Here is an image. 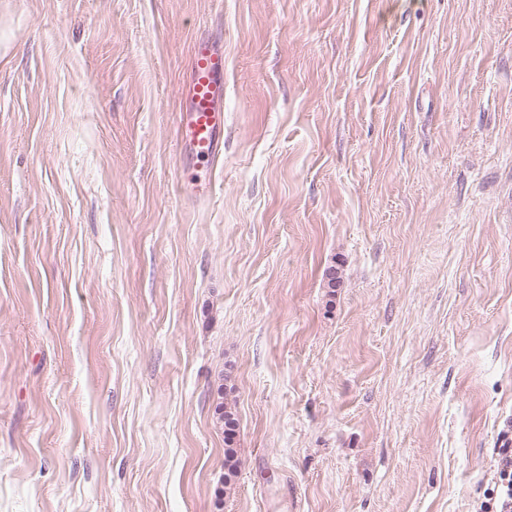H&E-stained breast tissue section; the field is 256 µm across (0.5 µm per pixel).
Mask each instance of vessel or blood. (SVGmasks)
<instances>
[{
  "mask_svg": "<svg viewBox=\"0 0 512 512\" xmlns=\"http://www.w3.org/2000/svg\"><path fill=\"white\" fill-rule=\"evenodd\" d=\"M180 134L197 159L209 160L221 151L224 130V50L214 42H196L190 77L184 89Z\"/></svg>",
  "mask_w": 512,
  "mask_h": 512,
  "instance_id": "obj_1",
  "label": "vessel or blood"
}]
</instances>
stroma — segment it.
I'll return each instance as SVG.
<instances>
[{
    "instance_id": "obj_1",
    "label": "stroma",
    "mask_w": 512,
    "mask_h": 512,
    "mask_svg": "<svg viewBox=\"0 0 512 512\" xmlns=\"http://www.w3.org/2000/svg\"><path fill=\"white\" fill-rule=\"evenodd\" d=\"M511 423L512 0H0V512H478ZM180 112V134L197 159L216 157L224 131V49L208 39L195 43Z\"/></svg>"
}]
</instances>
